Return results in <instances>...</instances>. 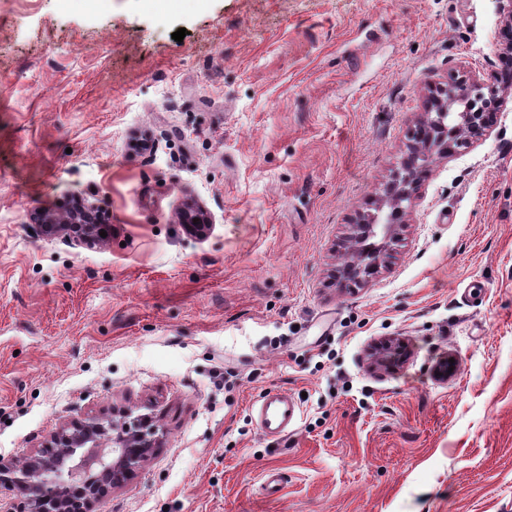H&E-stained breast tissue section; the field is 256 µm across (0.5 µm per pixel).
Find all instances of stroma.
<instances>
[{
	"label": "stroma",
	"instance_id": "35a3bbf8",
	"mask_svg": "<svg viewBox=\"0 0 512 512\" xmlns=\"http://www.w3.org/2000/svg\"><path fill=\"white\" fill-rule=\"evenodd\" d=\"M506 37L497 0H0V457L124 412L158 446L100 512H512V100L375 278L336 275L426 83ZM73 202L93 248L32 227ZM298 415L299 405L288 394L269 392L258 401L257 425L266 436H286L296 424Z\"/></svg>",
	"mask_w": 512,
	"mask_h": 512
}]
</instances>
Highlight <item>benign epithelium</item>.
<instances>
[{"mask_svg":"<svg viewBox=\"0 0 512 512\" xmlns=\"http://www.w3.org/2000/svg\"><path fill=\"white\" fill-rule=\"evenodd\" d=\"M511 98L512 84L499 82L493 74L479 78L450 70L444 79L428 81L424 112L415 120L416 129H427L428 136L406 145L407 159L375 195L374 211L352 225L342 258L343 276L366 281L379 273L398 242L399 228L407 222L421 186L415 172L428 171L436 162L488 136L496 113ZM94 210L91 205L76 215L39 212L32 221L42 235H60L73 246L88 248L104 229L91 223ZM181 221L199 237L210 227L201 209L193 214L184 211ZM370 238L376 242L361 247ZM399 352L400 342H384L374 353V362L389 367ZM51 447L50 453L36 450L19 466L0 457V489L23 492L3 512H72L75 491L86 500L81 512H93L108 485L122 484L149 459L153 437L135 423H118L100 415L87 418L74 430L60 428L51 438Z\"/></svg>","mask_w":512,"mask_h":512,"instance_id":"7a95c632","label":"benign epithelium"}]
</instances>
